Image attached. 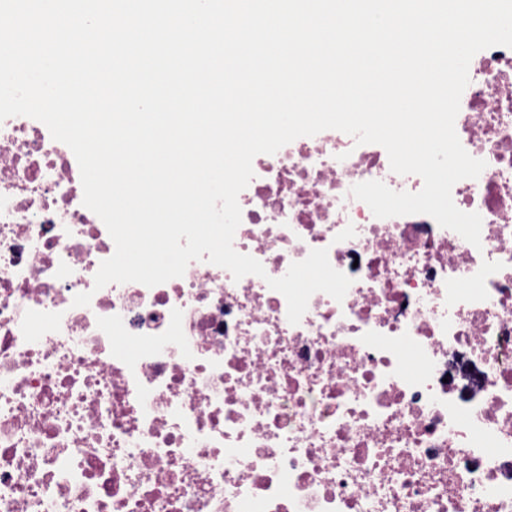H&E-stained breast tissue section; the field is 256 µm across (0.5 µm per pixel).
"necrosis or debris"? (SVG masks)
Returning <instances> with one entry per match:
<instances>
[{
	"mask_svg": "<svg viewBox=\"0 0 512 512\" xmlns=\"http://www.w3.org/2000/svg\"><path fill=\"white\" fill-rule=\"evenodd\" d=\"M469 77L455 129L486 167L452 198L480 246L375 217L353 185L422 178L326 130L238 196L262 278L197 260L95 289L115 245L73 152L1 121L0 512H512V48ZM321 248L352 283L290 324L266 280Z\"/></svg>",
	"mask_w": 512,
	"mask_h": 512,
	"instance_id": "necrosis-or-debris-1",
	"label": "necrosis or debris"
}]
</instances>
